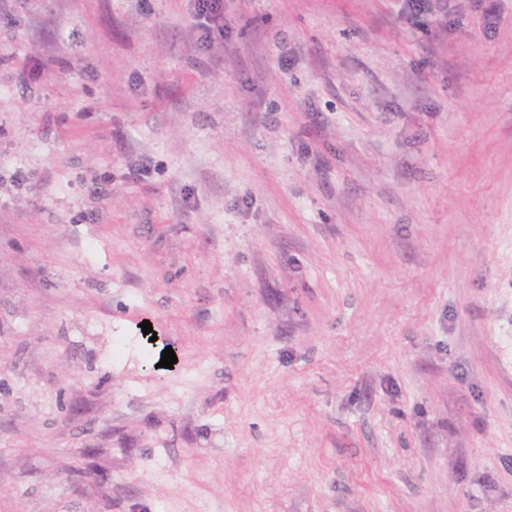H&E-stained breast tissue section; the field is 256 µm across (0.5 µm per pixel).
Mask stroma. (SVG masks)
Returning <instances> with one entry per match:
<instances>
[{"label":"stroma","mask_w":512,"mask_h":512,"mask_svg":"<svg viewBox=\"0 0 512 512\" xmlns=\"http://www.w3.org/2000/svg\"><path fill=\"white\" fill-rule=\"evenodd\" d=\"M200 35L0 15V512H512V0Z\"/></svg>","instance_id":"1"}]
</instances>
